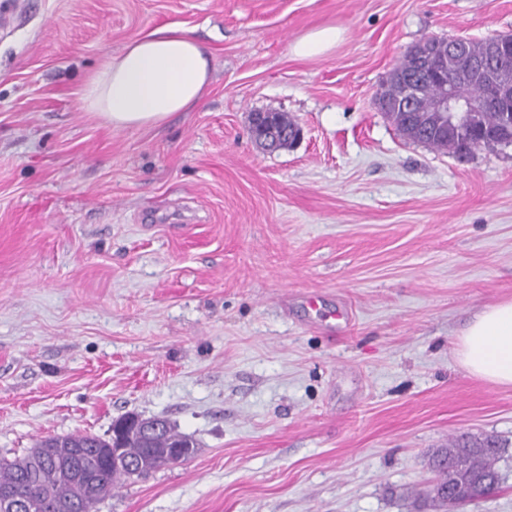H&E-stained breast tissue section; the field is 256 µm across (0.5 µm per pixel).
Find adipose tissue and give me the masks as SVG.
<instances>
[{"instance_id":"adipose-tissue-1","label":"adipose tissue","mask_w":512,"mask_h":512,"mask_svg":"<svg viewBox=\"0 0 512 512\" xmlns=\"http://www.w3.org/2000/svg\"><path fill=\"white\" fill-rule=\"evenodd\" d=\"M208 76L204 47L162 28L105 57L83 83L82 106L116 130L157 126L195 105ZM458 356L470 375L512 387V300L475 315L459 338Z\"/></svg>"}]
</instances>
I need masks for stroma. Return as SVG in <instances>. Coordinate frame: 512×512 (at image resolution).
<instances>
[{"label":"stroma","mask_w":512,"mask_h":512,"mask_svg":"<svg viewBox=\"0 0 512 512\" xmlns=\"http://www.w3.org/2000/svg\"><path fill=\"white\" fill-rule=\"evenodd\" d=\"M0 456L167 418L188 461L97 512H435L436 449L495 434L512 387L460 332L512 299V145L466 160L375 99L428 37L512 33V0H0ZM208 51L199 103L115 130L79 90L133 38ZM331 27L335 47L292 45ZM255 112L303 131L270 152Z\"/></svg>","instance_id":"35a3bbf8"}]
</instances>
